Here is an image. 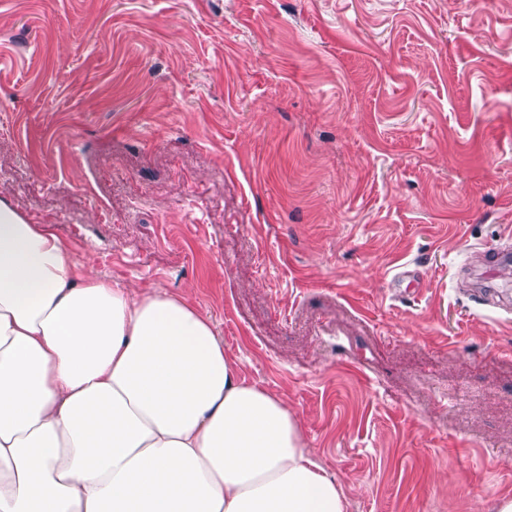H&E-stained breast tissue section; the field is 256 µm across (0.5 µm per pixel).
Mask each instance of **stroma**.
Listing matches in <instances>:
<instances>
[{"instance_id":"35a3bbf8","label":"stroma","mask_w":512,"mask_h":512,"mask_svg":"<svg viewBox=\"0 0 512 512\" xmlns=\"http://www.w3.org/2000/svg\"><path fill=\"white\" fill-rule=\"evenodd\" d=\"M0 199L188 292L349 512L512 497V0H0Z\"/></svg>"}]
</instances>
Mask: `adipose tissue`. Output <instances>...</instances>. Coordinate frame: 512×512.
I'll return each instance as SVG.
<instances>
[{
  "label": "adipose tissue",
  "instance_id": "adipose-tissue-1",
  "mask_svg": "<svg viewBox=\"0 0 512 512\" xmlns=\"http://www.w3.org/2000/svg\"><path fill=\"white\" fill-rule=\"evenodd\" d=\"M348 508L187 295L113 280L0 200V512Z\"/></svg>",
  "mask_w": 512,
  "mask_h": 512
}]
</instances>
